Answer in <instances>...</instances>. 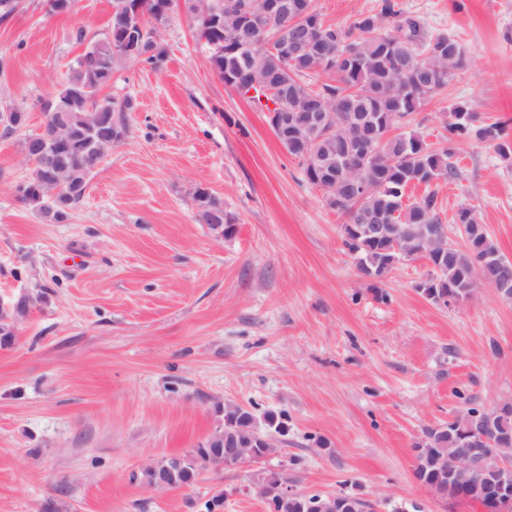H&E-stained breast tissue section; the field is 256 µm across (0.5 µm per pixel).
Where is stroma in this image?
Wrapping results in <instances>:
<instances>
[{
  "label": "stroma",
  "mask_w": 512,
  "mask_h": 512,
  "mask_svg": "<svg viewBox=\"0 0 512 512\" xmlns=\"http://www.w3.org/2000/svg\"><path fill=\"white\" fill-rule=\"evenodd\" d=\"M396 3L466 50L410 131L438 146L462 102L512 137V0ZM110 13L111 0H75L62 15L19 0L0 22V108L25 110L37 130L39 102L105 38ZM161 41L162 71L114 73L107 95L135 103L129 135L64 221L17 200L22 136L0 135V300H34L0 345V512H267L268 471L374 512H484L422 489L413 448L465 398L512 402V301L479 288L434 303L419 289L422 259L364 278L341 217L266 112L209 68L192 18L175 11ZM455 152L457 179L434 187L452 240L465 244L454 223L465 206L512 259V157L473 138ZM199 188L223 202L233 238L197 222ZM228 403L284 415L274 454L179 489L137 480L223 429Z\"/></svg>",
  "instance_id": "1"
}]
</instances>
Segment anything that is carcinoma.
Here are the masks:
<instances>
[{"label": "carcinoma", "mask_w": 512, "mask_h": 512, "mask_svg": "<svg viewBox=\"0 0 512 512\" xmlns=\"http://www.w3.org/2000/svg\"><path fill=\"white\" fill-rule=\"evenodd\" d=\"M226 0H197L201 11L218 9L223 13V24L195 23L205 45L224 42L221 51L207 56L210 68L224 81L240 75V66L250 67L249 83L260 87L250 97L267 110V102L280 103L285 99L292 108L293 120L311 107L321 108L336 115L335 127L312 143L305 151L288 150L297 158L305 180L320 188L326 205L343 218L341 237L345 248L354 256L357 267L368 275L380 276L390 270L394 253L385 242H377L367 235H356L347 229L349 224H364L376 216H384L390 223L410 231L404 246L410 252L426 251L439 272L429 290L440 297L453 288L470 298L477 288L474 271L493 269V260L499 258L507 267L498 272L512 279V260L506 259L490 237L484 225L476 223L472 210L461 207L455 223L465 225L464 248L448 250V238L430 245L418 231L423 224H439L438 201L431 186L440 180L459 176L453 162L452 143L461 136L494 144L507 154L512 145L505 141L504 127L499 122L480 123L478 117L459 104L448 123V144L433 148L414 133L390 136L391 128L418 112L424 103L448 87L454 71L465 59V48L455 37L430 32L420 18L396 8L392 0H382L379 11L358 15L344 29L328 23L308 0L309 13L303 15L300 25L293 20L300 16L302 0H283L288 14L270 22L266 38L252 48L244 47L252 36L253 18L240 11L239 3ZM144 50L137 62L153 70L162 68L165 50L159 32L152 23L145 24ZM298 38L305 56L288 59L284 39ZM120 61L112 59V41L106 37L92 42L80 57L77 67L54 98V105L68 113L70 138L62 148L60 162L67 167L64 186L54 200L39 195L46 180L44 159L37 151L29 150L30 137L22 141V149L29 151L26 158L28 175L21 185L23 192L17 199L38 208L43 219L60 222L82 199L87 182L112 144L89 135L112 128L113 120H126L134 109L130 98L118 103L101 95L111 81ZM317 76L323 81L311 83L306 78ZM3 135L10 136L28 126L27 112L17 109L11 118L1 120ZM360 143L368 145L365 164L358 172L342 169V155ZM313 154L321 158L325 168L314 167L303 157ZM425 186L427 191L411 204H405L406 191ZM198 221L201 224H230L224 218V205L208 190L199 188ZM455 421L425 431L427 445L440 449V455H452L459 447L458 431L469 417L478 411L475 399ZM225 434L234 440L249 442L254 439L256 416L237 404H224ZM171 457L158 463L154 470L141 471L143 483L151 487L172 466Z\"/></svg>", "instance_id": "carcinoma-1"}]
</instances>
